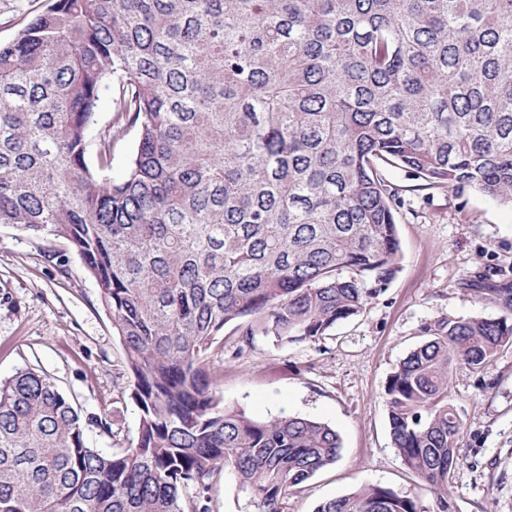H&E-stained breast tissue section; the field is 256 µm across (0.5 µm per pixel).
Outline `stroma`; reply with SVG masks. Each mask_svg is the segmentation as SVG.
Wrapping results in <instances>:
<instances>
[{"mask_svg":"<svg viewBox=\"0 0 512 512\" xmlns=\"http://www.w3.org/2000/svg\"><path fill=\"white\" fill-rule=\"evenodd\" d=\"M46 0H0V43L40 14ZM396 188L400 270L365 309L319 341L279 344L256 334L237 353L226 327L209 366L226 406L256 420L301 415L340 436L335 464L290 496L287 512H315L363 485L418 499L433 495L397 456L385 385L390 374L445 319L495 317L503 294L478 289L480 276L512 288V207L467 191L417 189L407 169L387 167ZM35 368L75 402L89 447L119 453L136 442L140 412L130 398L123 347L112 316L81 259L61 240L45 242L0 224V380ZM448 398L464 423L460 462L448 489L450 512H512V345L481 370L454 366Z\"/></svg>","mask_w":512,"mask_h":512,"instance_id":"1","label":"stroma"}]
</instances>
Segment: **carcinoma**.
I'll list each match as a JSON object with an SVG mask.
<instances>
[{"mask_svg": "<svg viewBox=\"0 0 512 512\" xmlns=\"http://www.w3.org/2000/svg\"><path fill=\"white\" fill-rule=\"evenodd\" d=\"M135 131L88 162L103 96ZM400 165L423 189L512 205V0H49L0 45V224L67 240L125 350L138 438L87 446L34 369L0 381V512H212L232 475L258 512L336 463V430L224 406L229 324L316 342L399 271ZM512 344V307L444 320L385 385L393 447L448 512L454 365ZM315 512H425L365 485ZM122 135H124L122 137ZM134 141V132L128 131L112 138V179H120L125 170V163L129 150Z\"/></svg>", "mask_w": 512, "mask_h": 512, "instance_id": "carcinoma-1", "label": "carcinoma"}]
</instances>
